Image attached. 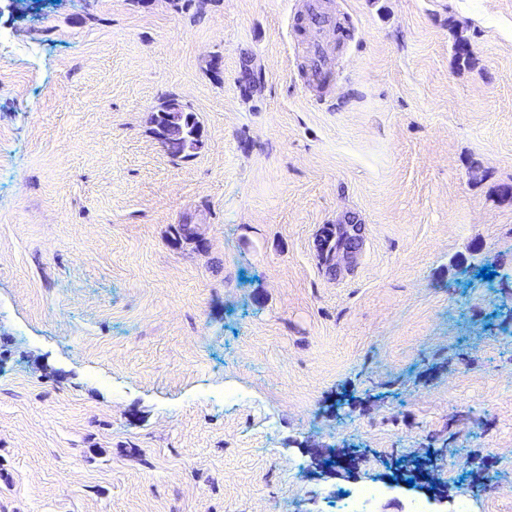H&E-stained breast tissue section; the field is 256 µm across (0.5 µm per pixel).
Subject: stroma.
<instances>
[{
  "instance_id": "35a3bbf8",
  "label": "stroma",
  "mask_w": 512,
  "mask_h": 512,
  "mask_svg": "<svg viewBox=\"0 0 512 512\" xmlns=\"http://www.w3.org/2000/svg\"><path fill=\"white\" fill-rule=\"evenodd\" d=\"M307 3L0 11V512H512V0ZM309 57L312 79L313 81H317L330 62L327 44L324 40H319L309 46ZM166 112H170L169 116L166 117V130L162 136L157 138V140L161 147L166 152H168V148L170 146L171 141L176 139L177 137H180L183 125L186 123L192 124L193 121L192 119L186 117L184 123H182V120L184 118L183 112L186 111L174 98L169 100Z\"/></svg>"
}]
</instances>
